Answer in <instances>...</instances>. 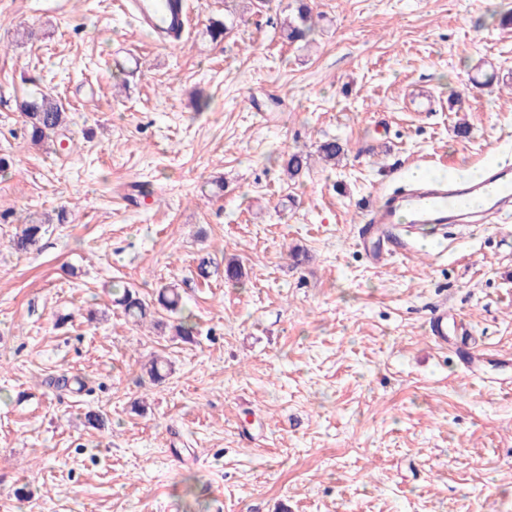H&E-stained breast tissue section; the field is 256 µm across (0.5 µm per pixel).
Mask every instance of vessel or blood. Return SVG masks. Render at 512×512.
Here are the masks:
<instances>
[{
    "label": "vessel or blood",
    "mask_w": 512,
    "mask_h": 512,
    "mask_svg": "<svg viewBox=\"0 0 512 512\" xmlns=\"http://www.w3.org/2000/svg\"><path fill=\"white\" fill-rule=\"evenodd\" d=\"M123 7L159 43L177 46L189 22L185 0H124ZM512 208V165L486 167L481 182L419 183L382 196L365 212L359 238L373 262L384 253H416L407 234L411 224H484ZM429 333L437 344L448 341V310L431 314Z\"/></svg>",
    "instance_id": "vessel-or-blood-1"
}]
</instances>
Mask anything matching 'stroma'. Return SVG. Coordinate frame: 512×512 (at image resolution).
Masks as SVG:
<instances>
[{"mask_svg":"<svg viewBox=\"0 0 512 512\" xmlns=\"http://www.w3.org/2000/svg\"><path fill=\"white\" fill-rule=\"evenodd\" d=\"M190 2L176 48L116 0L0 7V512H512V221L377 265L357 243L412 170L512 157V0H314L295 44L293 0ZM214 18L233 23L219 43ZM38 92L71 111L61 146L21 133ZM133 183L152 189L137 207ZM61 208L14 252L29 214ZM116 282L149 300L178 283L192 341L127 322ZM443 305L477 363L429 339ZM296 8L293 16L284 24L285 38L290 43L307 40L313 32L314 20L311 8L304 0H295Z\"/></svg>","mask_w":512,"mask_h":512,"instance_id":"stroma-1","label":"stroma"}]
</instances>
